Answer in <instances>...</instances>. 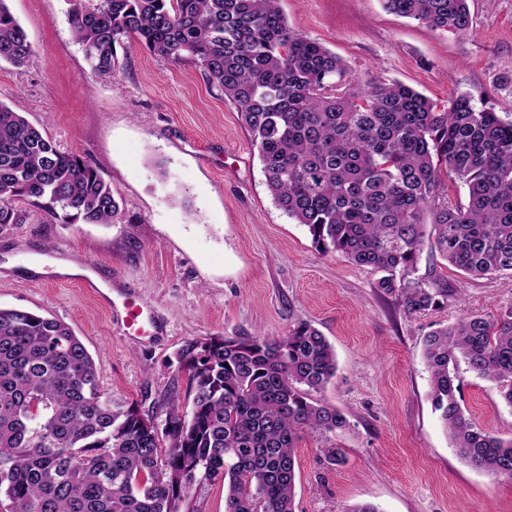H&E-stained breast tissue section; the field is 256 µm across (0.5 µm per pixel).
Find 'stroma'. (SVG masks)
Segmentation results:
<instances>
[{
    "instance_id": "35a3bbf8",
    "label": "stroma",
    "mask_w": 512,
    "mask_h": 512,
    "mask_svg": "<svg viewBox=\"0 0 512 512\" xmlns=\"http://www.w3.org/2000/svg\"><path fill=\"white\" fill-rule=\"evenodd\" d=\"M29 35L35 65L0 63V102L23 114L64 153L95 165L121 216L64 224L30 202L20 223L0 224V308L69 325L92 355L102 392L164 423L192 396L176 351L190 339L277 338L297 323L332 344L335 378L322 400L349 431L303 434L296 454V512H512V480L474 469L433 413L425 335L512 308V276L472 279L424 247L418 276L447 288L440 307L405 312L377 276L318 250L274 203L236 105L193 63L174 64L136 45L118 52L115 78L91 77L69 23V0H7ZM289 26L336 53L352 90L395 81L445 105L466 95L512 121V0H468L457 35L388 12L383 0H280ZM95 270L112 297L156 316L158 334L128 336L120 310L77 282L42 280L44 266ZM466 415L512 438V408L494 382L460 366ZM337 444L344 462L323 450Z\"/></svg>"
}]
</instances>
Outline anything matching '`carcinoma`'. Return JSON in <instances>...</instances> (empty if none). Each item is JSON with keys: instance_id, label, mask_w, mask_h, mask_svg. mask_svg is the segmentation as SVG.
<instances>
[{"instance_id": "cac0c4a2", "label": "carcinoma", "mask_w": 512, "mask_h": 512, "mask_svg": "<svg viewBox=\"0 0 512 512\" xmlns=\"http://www.w3.org/2000/svg\"><path fill=\"white\" fill-rule=\"evenodd\" d=\"M383 5L455 34L470 28L468 0ZM69 24L99 78L116 75L126 39L198 66L236 104L276 206L317 248L378 274L377 288L400 296L407 313L448 296L414 277L428 225L441 258L464 274H512V122L495 112L464 95L440 108L400 82L357 97L342 60L291 29L280 0H71ZM1 61H35L6 0ZM446 178L467 186V203L448 200ZM23 200L66 224H110L120 210L94 165L58 151L0 102V224L20 221ZM423 356L428 398L458 455L512 479V439L470 421L458 379L463 362L512 408V309L429 332ZM176 362L192 413L173 398L159 427L112 404L69 326L0 308V496L9 512H180L199 481L224 485V512H295L301 434L350 428L314 398L336 376L326 337L300 322L276 339H191Z\"/></svg>"}]
</instances>
